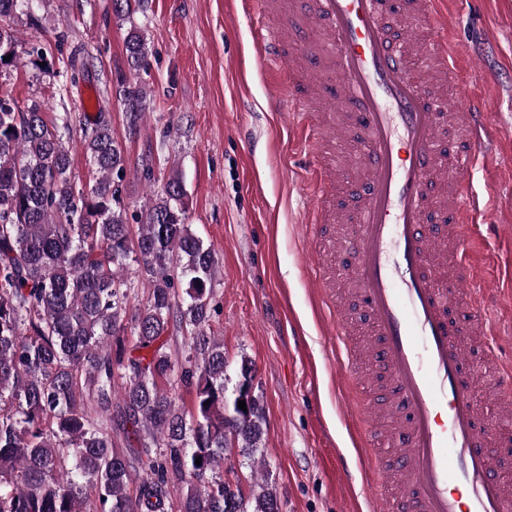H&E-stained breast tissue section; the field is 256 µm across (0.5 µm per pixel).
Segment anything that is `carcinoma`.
<instances>
[{"label":"carcinoma","mask_w":512,"mask_h":512,"mask_svg":"<svg viewBox=\"0 0 512 512\" xmlns=\"http://www.w3.org/2000/svg\"><path fill=\"white\" fill-rule=\"evenodd\" d=\"M31 2L0 0V77L22 58L53 73L44 44L15 38L19 18L38 26ZM141 2L112 0V16L127 23ZM124 47L128 69L149 70L136 27ZM88 65L73 53L59 75L74 83ZM117 79L135 136L148 91ZM44 110L0 90V512H280L266 474L253 477L250 500L224 482L225 454L253 462L264 448V413L253 395L235 418L255 367L241 358L228 388L224 338L212 329L217 257L186 224L177 170L133 226L116 187L128 159L108 113L84 117L85 191L71 178L70 117L50 125ZM132 263L148 290L134 308ZM172 326L185 335L181 360L167 348Z\"/></svg>","instance_id":"carcinoma-1"}]
</instances>
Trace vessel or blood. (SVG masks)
Returning <instances> with one entry per match:
<instances>
[{
	"instance_id": "vessel-or-blood-1",
	"label": "vessel or blood",
	"mask_w": 512,
	"mask_h": 512,
	"mask_svg": "<svg viewBox=\"0 0 512 512\" xmlns=\"http://www.w3.org/2000/svg\"><path fill=\"white\" fill-rule=\"evenodd\" d=\"M444 0H308L288 12L282 0H252L253 11L276 17L280 34L256 33L253 64L270 80L272 111L284 112L297 145L311 160L304 191L305 221L319 244L308 264L319 296L336 308L334 330L346 359L338 371L341 404L356 414L359 461L376 474L374 512L397 502L412 512H512L500 462L512 455L501 425L480 421L467 360L470 332L483 338L493 364L487 387L512 405V359L499 354L502 332L489 317L494 279L475 277L470 251L479 225L463 179L483 165L487 112L484 100L456 75L457 54L441 14ZM425 31L418 41L414 30ZM298 38L287 45L282 34ZM328 35L321 54L311 35ZM432 59L446 97L432 99L412 67L420 53ZM320 61L322 79L305 78L309 59ZM466 132L447 159L436 147L446 113ZM344 115L343 142L363 175L339 170L323 132ZM355 201L347 218L336 194ZM453 238L452 257L441 248ZM343 249L355 264L350 286L368 320L366 338L342 305L329 255ZM467 308V324L455 322ZM381 369V393L363 397L366 365ZM394 425L400 444L380 454L381 429Z\"/></svg>"
}]
</instances>
